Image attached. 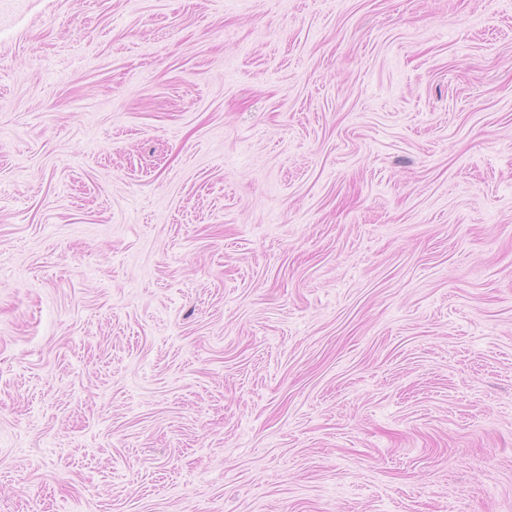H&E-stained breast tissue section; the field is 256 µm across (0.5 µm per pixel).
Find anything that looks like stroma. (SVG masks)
I'll use <instances>...</instances> for the list:
<instances>
[{"label": "stroma", "instance_id": "1", "mask_svg": "<svg viewBox=\"0 0 512 512\" xmlns=\"http://www.w3.org/2000/svg\"><path fill=\"white\" fill-rule=\"evenodd\" d=\"M0 512H512V0H0Z\"/></svg>", "mask_w": 512, "mask_h": 512}]
</instances>
